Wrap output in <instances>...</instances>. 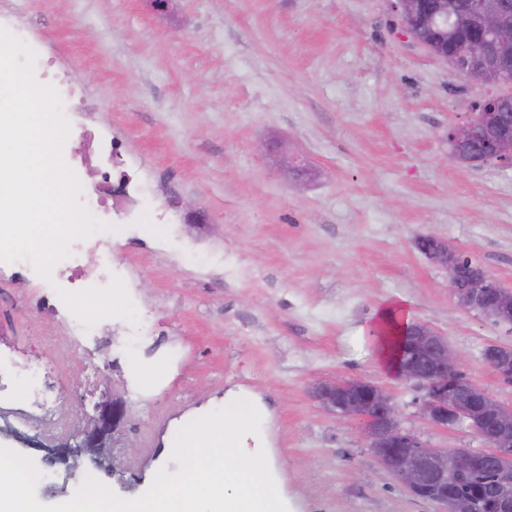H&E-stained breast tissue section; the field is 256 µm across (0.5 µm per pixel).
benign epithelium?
Wrapping results in <instances>:
<instances>
[{
  "label": "benign epithelium",
  "mask_w": 512,
  "mask_h": 512,
  "mask_svg": "<svg viewBox=\"0 0 512 512\" xmlns=\"http://www.w3.org/2000/svg\"><path fill=\"white\" fill-rule=\"evenodd\" d=\"M390 10L403 30L419 42L434 58L446 63L471 83H494L498 92L475 104L474 112L461 125L448 129V144L468 149L474 160L496 154V145L485 137L483 114L496 112L504 126L503 138L512 137V0H466L455 6V0H388ZM462 14L461 24L473 30L465 42L463 53L448 46V37L434 32V18L452 10ZM416 248L428 260L448 272V283L457 302L465 309L486 313L512 297L483 268L466 270L457 259V250L435 234L421 236ZM414 354L403 361L398 375L413 382L423 391L421 413L430 425L441 430L466 426L482 439L486 448L475 452L458 448L448 452L434 448L399 424L398 409L392 396L371 385L367 401L353 405L344 400L352 381L339 379L318 386L315 396L339 420L354 419L362 425L369 447L391 472L394 479L414 498L419 496L423 471H428L440 483L448 476L470 473L478 459L488 462L512 453V435L507 429L512 421V406L507 407L473 383L458 387L463 354L448 347L444 338L428 326L415 323L408 338ZM484 360L499 378H512V345L501 347L498 353L485 352ZM127 419L126 402L106 390L94 405V414L87 417L74 442L61 441L45 451V459L67 464L85 458L94 466L113 468L107 456L116 434Z\"/></svg>",
  "instance_id": "benign-epithelium-1"
}]
</instances>
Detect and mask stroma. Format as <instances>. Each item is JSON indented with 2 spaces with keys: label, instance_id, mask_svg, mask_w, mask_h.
<instances>
[{
  "label": "stroma",
  "instance_id": "obj_1",
  "mask_svg": "<svg viewBox=\"0 0 512 512\" xmlns=\"http://www.w3.org/2000/svg\"><path fill=\"white\" fill-rule=\"evenodd\" d=\"M0 15L26 25L84 94V126L119 140L124 168L181 216L164 250L153 232L114 233L149 329L130 336L113 321L109 345L82 360L26 267L0 268V337L34 363L55 354L61 412L81 423L107 387L127 403L110 472L47 464L30 446L37 430L0 435L41 471L38 500H70L88 474L137 498L158 469L178 471L182 426L245 399L262 414L249 445L282 475L289 512H442L312 390L369 382L431 446L483 449L467 429L429 425L422 391L381 364L373 329L397 298L464 353L472 383L512 406V384L483 357L512 345V327L461 308L415 246L437 234L512 289V166L459 165L448 144L489 87L454 78L387 0H169L162 13L150 0H0ZM139 367L161 368V384L138 390Z\"/></svg>",
  "mask_w": 512,
  "mask_h": 512
}]
</instances>
